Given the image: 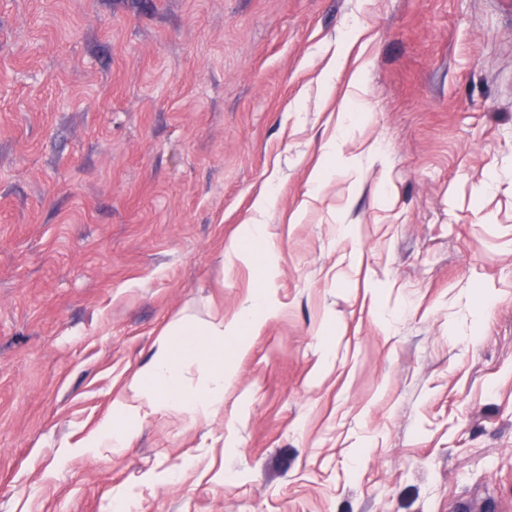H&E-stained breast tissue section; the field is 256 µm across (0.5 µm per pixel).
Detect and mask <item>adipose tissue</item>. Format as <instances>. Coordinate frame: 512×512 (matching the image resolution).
Here are the masks:
<instances>
[{"mask_svg":"<svg viewBox=\"0 0 512 512\" xmlns=\"http://www.w3.org/2000/svg\"><path fill=\"white\" fill-rule=\"evenodd\" d=\"M273 313L266 293H259L241 315L231 321L217 319L196 323L182 319L161 334L151 363L133 378L129 390L135 400L154 412L183 411L206 415L224 400V385L232 372L224 362V342L241 336L244 330H257ZM195 366L200 383L192 388L183 381L184 366ZM132 407L122 403L101 421L91 446L111 442L114 451L124 449L132 434L128 415Z\"/></svg>","mask_w":512,"mask_h":512,"instance_id":"obj_1","label":"adipose tissue"}]
</instances>
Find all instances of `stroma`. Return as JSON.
Segmentation results:
<instances>
[{"label": "stroma", "instance_id": "1", "mask_svg": "<svg viewBox=\"0 0 512 512\" xmlns=\"http://www.w3.org/2000/svg\"><path fill=\"white\" fill-rule=\"evenodd\" d=\"M267 195L223 404L84 450ZM120 498L512 512V0H0V512ZM267 209V204L263 201H259L255 205L256 216L249 222L250 225L246 226L245 237L251 238L252 242L258 246V249L254 251L262 261L269 265L270 256L273 253V245L271 239L265 233V227L262 225L261 219Z\"/></svg>", "mask_w": 512, "mask_h": 512}]
</instances>
